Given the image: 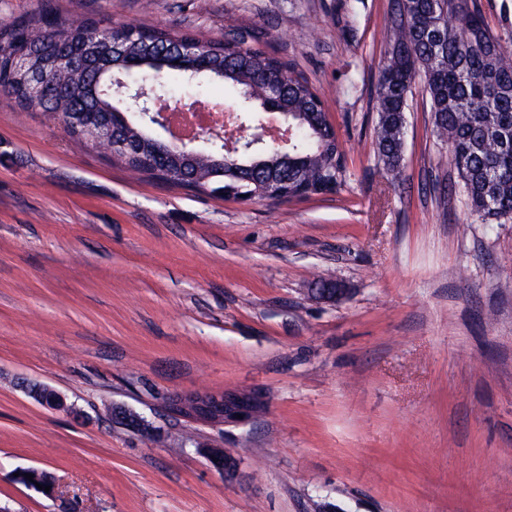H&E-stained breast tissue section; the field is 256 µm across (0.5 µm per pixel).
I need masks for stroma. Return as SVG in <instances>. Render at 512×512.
I'll use <instances>...</instances> for the list:
<instances>
[{
    "mask_svg": "<svg viewBox=\"0 0 512 512\" xmlns=\"http://www.w3.org/2000/svg\"><path fill=\"white\" fill-rule=\"evenodd\" d=\"M55 4L245 34L322 91L346 183L246 203L172 186L0 93V512H512V222L430 192L455 173L422 84L406 181L380 176L394 0ZM320 277L348 294L312 300ZM225 390L258 396L259 413L210 425L166 409ZM25 468L55 495L15 482Z\"/></svg>",
    "mask_w": 512,
    "mask_h": 512,
    "instance_id": "obj_1",
    "label": "stroma"
}]
</instances>
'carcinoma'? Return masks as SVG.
Returning <instances> with one entry per match:
<instances>
[{"label":"carcinoma","instance_id":"obj_1","mask_svg":"<svg viewBox=\"0 0 512 512\" xmlns=\"http://www.w3.org/2000/svg\"><path fill=\"white\" fill-rule=\"evenodd\" d=\"M94 17L60 14L43 0L32 16L0 25V90L21 110L38 108L58 119L79 142L94 143L90 128L106 122L130 145L115 157L127 168L199 191L228 189L226 197H266L268 181L283 182L288 199L337 194L345 159L321 92L290 63L262 48L203 42V68L183 59L180 47L195 35L163 28L128 27L120 38ZM379 69L374 141L380 171L402 179L408 97L420 81L429 98L433 133L449 160L471 213L487 225L512 220V42L493 33L469 0H396ZM133 71L165 95L177 78L221 81L245 96L244 111L258 123L263 105L290 114L288 156L274 146L226 157L165 152L147 125L112 93L114 76ZM45 88L36 99L30 87Z\"/></svg>","mask_w":512,"mask_h":512}]
</instances>
